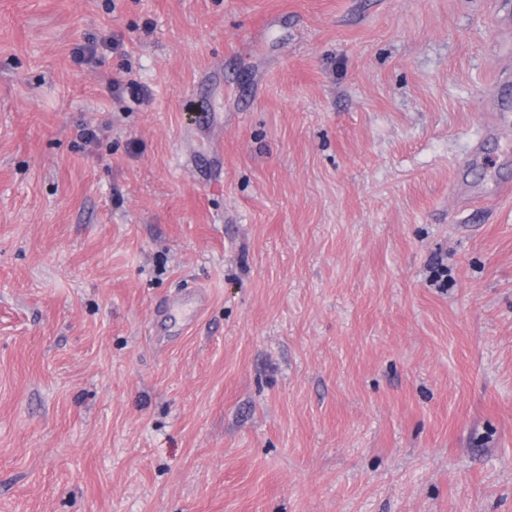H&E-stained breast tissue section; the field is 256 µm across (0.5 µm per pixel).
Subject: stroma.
Listing matches in <instances>:
<instances>
[{
  "label": "stroma",
  "mask_w": 512,
  "mask_h": 512,
  "mask_svg": "<svg viewBox=\"0 0 512 512\" xmlns=\"http://www.w3.org/2000/svg\"><path fill=\"white\" fill-rule=\"evenodd\" d=\"M501 2L0 0V512H512Z\"/></svg>",
  "instance_id": "obj_1"
}]
</instances>
